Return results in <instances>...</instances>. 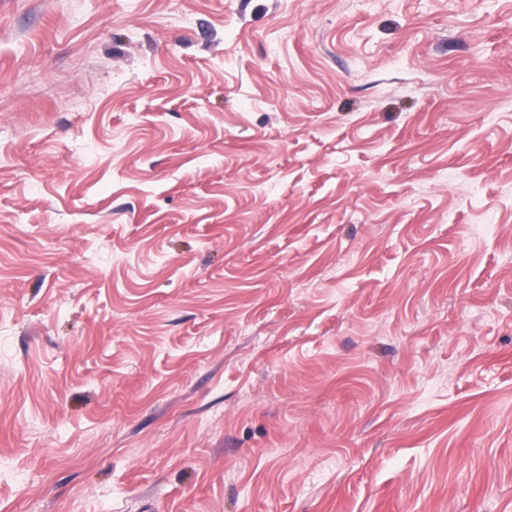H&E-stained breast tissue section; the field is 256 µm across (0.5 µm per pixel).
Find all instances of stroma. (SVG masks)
<instances>
[{
    "instance_id": "35a3bbf8",
    "label": "stroma",
    "mask_w": 512,
    "mask_h": 512,
    "mask_svg": "<svg viewBox=\"0 0 512 512\" xmlns=\"http://www.w3.org/2000/svg\"><path fill=\"white\" fill-rule=\"evenodd\" d=\"M0 512H512V0H0Z\"/></svg>"
}]
</instances>
